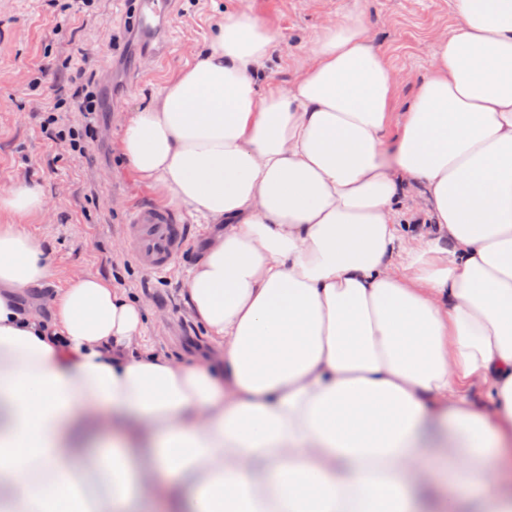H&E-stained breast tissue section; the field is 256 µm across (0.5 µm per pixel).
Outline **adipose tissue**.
<instances>
[{
	"label": "adipose tissue",
	"mask_w": 512,
	"mask_h": 512,
	"mask_svg": "<svg viewBox=\"0 0 512 512\" xmlns=\"http://www.w3.org/2000/svg\"><path fill=\"white\" fill-rule=\"evenodd\" d=\"M456 14L396 127L353 12L262 88L277 35L227 12L126 118L131 169L214 229L181 292L208 361L149 344L100 277L24 307L56 272L0 224V512H424L459 487L512 512V0Z\"/></svg>",
	"instance_id": "1"
}]
</instances>
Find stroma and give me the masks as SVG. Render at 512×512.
<instances>
[{"mask_svg":"<svg viewBox=\"0 0 512 512\" xmlns=\"http://www.w3.org/2000/svg\"><path fill=\"white\" fill-rule=\"evenodd\" d=\"M242 8L279 32L258 84L288 85L294 61L315 32L353 10L383 54L393 77L391 110L401 117L429 72L437 41L457 23L455 0H179L167 21L172 49L163 65L136 72L144 51L129 26L127 0H0V188L18 180L40 184L48 211L21 219L0 211V224L20 223L43 239L47 261L64 287L79 272L115 279L146 311L145 330L173 352L201 348L204 336L184 307L179 288L203 250L209 229H193L165 275L138 262L123 234L132 206L156 193L117 151L126 113L152 103L166 82L193 63L225 10ZM91 84L101 99L85 156L41 128L42 103H61V124L80 128L71 101Z\"/></svg>","mask_w":512,"mask_h":512,"instance_id":"stroma-1","label":"stroma"}]
</instances>
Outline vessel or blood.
I'll list each match as a JSON object with an SVG mask.
<instances>
[{
  "mask_svg": "<svg viewBox=\"0 0 512 512\" xmlns=\"http://www.w3.org/2000/svg\"><path fill=\"white\" fill-rule=\"evenodd\" d=\"M175 0H132V16L139 38L148 47L144 64H152L167 48L159 18L171 14ZM125 234L136 247L139 263L147 270L162 273L181 253L189 236V227L183 224L174 210L149 202L134 208Z\"/></svg>",
  "mask_w": 512,
  "mask_h": 512,
  "instance_id": "1",
  "label": "vessel or blood"
}]
</instances>
